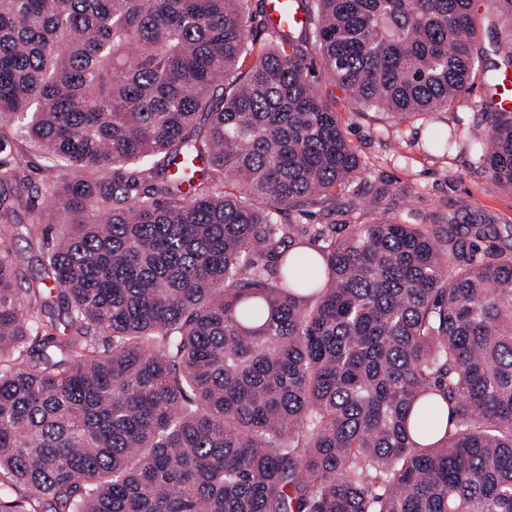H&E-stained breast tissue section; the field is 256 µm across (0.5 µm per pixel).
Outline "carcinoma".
Wrapping results in <instances>:
<instances>
[{"label":"carcinoma","mask_w":512,"mask_h":512,"mask_svg":"<svg viewBox=\"0 0 512 512\" xmlns=\"http://www.w3.org/2000/svg\"><path fill=\"white\" fill-rule=\"evenodd\" d=\"M304 14L0 0V118L77 169L56 200L82 217L36 287L0 225V512H512V253L481 248L488 218L469 242L456 214L392 221L388 184L342 237L295 217L360 170L308 46L404 122L498 86L512 29L482 45L473 0ZM489 107L474 164L512 190ZM36 192L0 160L1 218Z\"/></svg>","instance_id":"carcinoma-1"}]
</instances>
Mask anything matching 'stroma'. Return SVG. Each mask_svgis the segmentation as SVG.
Masks as SVG:
<instances>
[{
	"instance_id": "obj_1",
	"label": "stroma",
	"mask_w": 512,
	"mask_h": 512,
	"mask_svg": "<svg viewBox=\"0 0 512 512\" xmlns=\"http://www.w3.org/2000/svg\"><path fill=\"white\" fill-rule=\"evenodd\" d=\"M314 66L315 84L327 105L337 112L352 146L356 149L363 169L358 179L357 197L337 196L335 200L309 207L304 225L323 224L334 235L344 232L350 212H364L379 183L396 188L399 198L390 205L391 218H404L408 223L426 226L431 231L445 233L440 216L465 205L470 211L485 214L491 220L488 244L501 251L512 250V238L504 227L512 225V193L493 188L486 172L474 165L465 135L480 121L486 89L477 82L462 97L454 109L424 115L396 125L381 111L358 106L326 72L317 53H309ZM448 126L457 129V146L447 154L426 150L424 144L432 128ZM0 135L9 139L6 159L27 164L38 188L31 209L20 210L18 221L28 225L34 216L54 209V191L58 184L69 180L71 168L48 159L46 154L27 140L17 137L11 123L0 121ZM44 246L39 239L20 233L11 241V255L16 267L32 285H39L44 275Z\"/></svg>"
}]
</instances>
